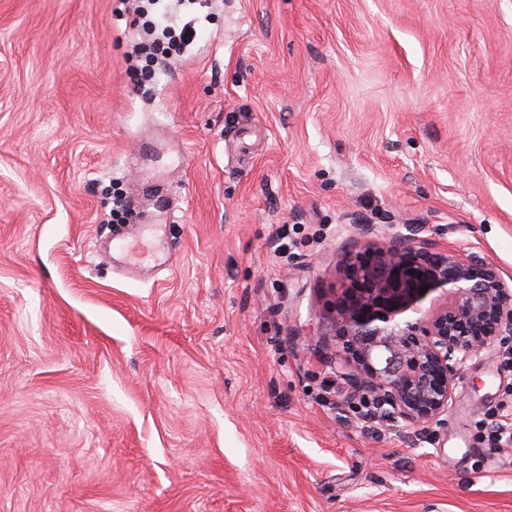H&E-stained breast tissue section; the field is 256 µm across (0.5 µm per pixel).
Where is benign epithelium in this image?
<instances>
[{
	"label": "benign epithelium",
	"instance_id": "1",
	"mask_svg": "<svg viewBox=\"0 0 512 512\" xmlns=\"http://www.w3.org/2000/svg\"><path fill=\"white\" fill-rule=\"evenodd\" d=\"M406 230L398 244L347 256L356 287L335 288L329 364L349 400L369 401L383 420L423 435L447 423L466 363L512 337V285L493 264Z\"/></svg>",
	"mask_w": 512,
	"mask_h": 512
}]
</instances>
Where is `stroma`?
I'll return each instance as SVG.
<instances>
[{"label":"stroma","mask_w":512,"mask_h":512,"mask_svg":"<svg viewBox=\"0 0 512 512\" xmlns=\"http://www.w3.org/2000/svg\"><path fill=\"white\" fill-rule=\"evenodd\" d=\"M148 15L143 75L122 0H0V512H512L499 351L431 440L322 361L404 225L512 279V0Z\"/></svg>","instance_id":"obj_1"}]
</instances>
